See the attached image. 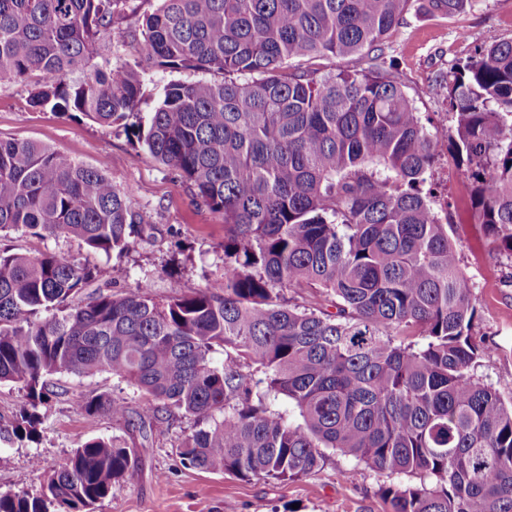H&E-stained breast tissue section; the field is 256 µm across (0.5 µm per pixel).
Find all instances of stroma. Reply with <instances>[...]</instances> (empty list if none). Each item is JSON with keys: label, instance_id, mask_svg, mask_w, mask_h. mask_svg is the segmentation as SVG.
Segmentation results:
<instances>
[{"label": "stroma", "instance_id": "stroma-1", "mask_svg": "<svg viewBox=\"0 0 512 512\" xmlns=\"http://www.w3.org/2000/svg\"><path fill=\"white\" fill-rule=\"evenodd\" d=\"M512 41V0H473L470 8L449 18L410 10L406 25L389 40L395 70L427 128L451 132L448 89L439 76L480 49ZM31 87L0 84V139H32L67 152L88 166L107 165L112 180L134 205L150 214L151 229L136 249L120 257L88 251L76 239H38L11 231L17 251L75 256L90 266H107L117 291L137 280H150L157 296L219 287L224 263V222L193 201L187 184L160 164L122 129L83 116L71 117L30 103ZM433 206L447 215L461 267L475 283L479 301L473 324L484 352L476 377L491 383L512 402V258L492 255L479 225L473 224L469 179L439 145ZM55 396L44 411L40 437L0 447V492L38 488L41 474L53 472L75 448L92 438H118L134 447L138 464L112 488L96 512H389L377 490L386 476L364 468L340 452L326 451L316 472L294 480L243 478L230 472L182 467L176 444L189 420L156 435L152 447H140L123 422L77 412L82 396L109 393L134 399L131 387L108 372L91 376L56 375ZM41 462L33 472L31 457Z\"/></svg>", "mask_w": 512, "mask_h": 512}]
</instances>
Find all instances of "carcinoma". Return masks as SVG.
Listing matches in <instances>:
<instances>
[{
    "label": "carcinoma",
    "instance_id": "1",
    "mask_svg": "<svg viewBox=\"0 0 512 512\" xmlns=\"http://www.w3.org/2000/svg\"><path fill=\"white\" fill-rule=\"evenodd\" d=\"M130 2L0 0V82L33 84L35 107L122 127L220 214L222 292L159 298L142 280L114 294L105 266L0 242V383L25 397L0 421V444L39 438L50 377L110 371L137 402L97 394L74 408L146 442L193 418L177 444L185 467L287 481L332 448L377 474L419 477L379 487L391 512H512V404L473 373L475 285L425 191L440 139L387 53L412 0H155L130 31L140 56L212 75L162 85L137 59L93 65L137 12ZM417 2L433 16L471 5ZM353 54L366 66L306 65ZM440 82L474 222L512 258V41ZM147 223L105 169L0 140V232L74 237L109 256ZM291 288L322 289L335 311L288 304ZM135 462L123 441L92 438L39 488L0 492V512H95Z\"/></svg>",
    "mask_w": 512,
    "mask_h": 512
}]
</instances>
